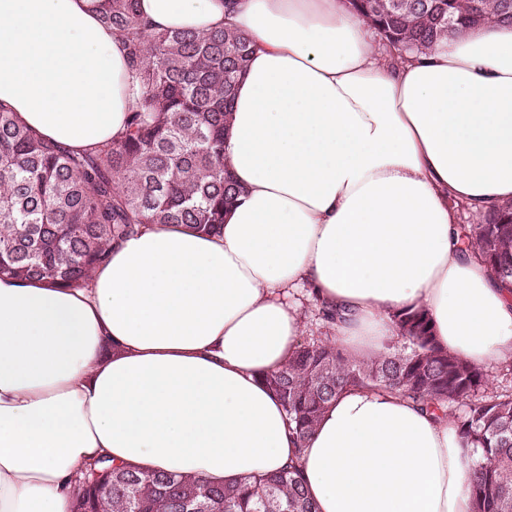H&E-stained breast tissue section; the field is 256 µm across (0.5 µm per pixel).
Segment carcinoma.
Instances as JSON below:
<instances>
[{"instance_id": "1", "label": "carcinoma", "mask_w": 512, "mask_h": 512, "mask_svg": "<svg viewBox=\"0 0 512 512\" xmlns=\"http://www.w3.org/2000/svg\"><path fill=\"white\" fill-rule=\"evenodd\" d=\"M140 0H99L101 22L128 50L139 90L125 130L82 154L39 135L0 105V277L73 287L112 247L145 224L221 232L224 209L243 193L224 162V131L253 41L224 29L204 35L143 19ZM360 16L400 52L432 48L480 20L504 21V0H354ZM465 250L503 283L512 281V211L461 227ZM325 331L301 343L263 377L279 398L288 430L303 442L349 389L384 391L448 417L469 451L473 512H512V392L491 391L479 367L440 346L423 308L393 315L387 350L354 358L335 340L337 310L317 308ZM112 468V486L88 498L77 485L72 512H316L298 461L264 477L213 485L135 466Z\"/></svg>"}]
</instances>
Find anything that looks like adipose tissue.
<instances>
[{"label": "adipose tissue", "mask_w": 512, "mask_h": 512, "mask_svg": "<svg viewBox=\"0 0 512 512\" xmlns=\"http://www.w3.org/2000/svg\"><path fill=\"white\" fill-rule=\"evenodd\" d=\"M143 18L256 44L224 157L244 194L215 236L151 225L79 287L0 277V512H71L113 465L226 483L299 460L319 512H472L446 418L342 394L306 444L265 374L304 334L290 299L337 309L368 357L422 307L449 353L512 361V287L456 244L449 203H512V24L426 55L378 50L352 0H141ZM127 51L94 0H0V105L81 153L123 131Z\"/></svg>", "instance_id": "ef3b65f1"}]
</instances>
